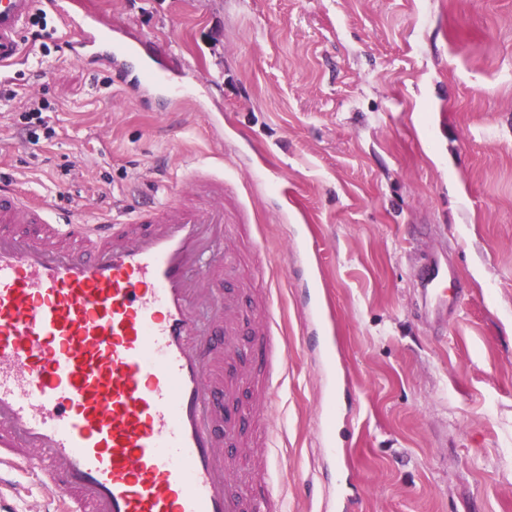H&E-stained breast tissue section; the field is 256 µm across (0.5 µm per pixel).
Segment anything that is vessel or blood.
<instances>
[{"mask_svg":"<svg viewBox=\"0 0 512 512\" xmlns=\"http://www.w3.org/2000/svg\"><path fill=\"white\" fill-rule=\"evenodd\" d=\"M44 0H0V67L21 53ZM80 63L138 62L171 105L194 86L155 69L112 22L72 12ZM247 206L221 167L131 221L76 224L0 183V488L49 483L42 512H281L267 475L271 393L286 373L275 272L240 253ZM438 269L421 289L448 303ZM330 356L334 317L305 291Z\"/></svg>","mask_w":512,"mask_h":512,"instance_id":"obj_1","label":"vessel or blood"}]
</instances>
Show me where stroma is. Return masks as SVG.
<instances>
[{
	"mask_svg": "<svg viewBox=\"0 0 512 512\" xmlns=\"http://www.w3.org/2000/svg\"><path fill=\"white\" fill-rule=\"evenodd\" d=\"M201 103L174 108L25 39L0 71V182L63 218L130 219L190 165L234 173L282 270L288 377L272 399L285 512H512V0H74ZM44 124L29 136L28 95ZM316 239L336 362L305 344L286 243ZM448 269V305L419 277ZM335 372V386L326 375ZM335 393L333 455L323 404ZM439 270L429 268L425 278L422 281L421 289L426 302H431L436 306H447L448 296L445 290L438 288Z\"/></svg>",
	"mask_w": 512,
	"mask_h": 512,
	"instance_id": "35a3bbf8",
	"label": "stroma"
}]
</instances>
